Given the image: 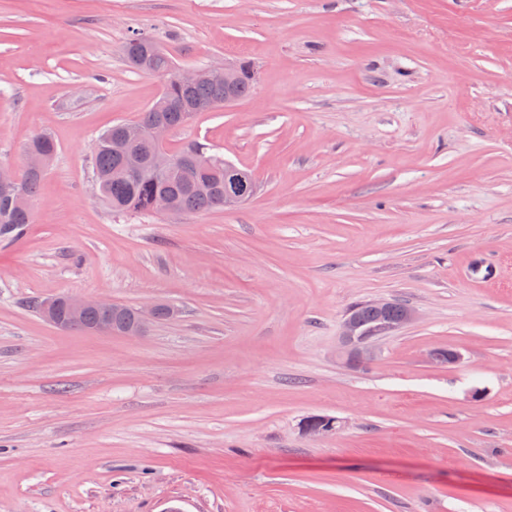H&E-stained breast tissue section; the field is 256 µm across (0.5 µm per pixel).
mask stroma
I'll use <instances>...</instances> for the list:
<instances>
[{"label":"stroma","instance_id":"stroma-1","mask_svg":"<svg viewBox=\"0 0 512 512\" xmlns=\"http://www.w3.org/2000/svg\"><path fill=\"white\" fill-rule=\"evenodd\" d=\"M139 31L253 67L168 140L251 171L249 202L95 195L96 137L163 89L125 62ZM42 132L0 243V512H512V0H0V164ZM56 296L178 312L63 330L30 306ZM368 300L417 318L349 365ZM24 224H30V211L17 209L6 200L0 198L1 241L13 237L14 232H16L17 235L24 227ZM158 307V303H151L144 307L136 308V322L132 327L125 330L123 335L130 337L141 335L149 324L158 320ZM340 427L341 421L335 417L313 415L303 421L301 429L307 436L321 438L337 432Z\"/></svg>","mask_w":512,"mask_h":512}]
</instances>
